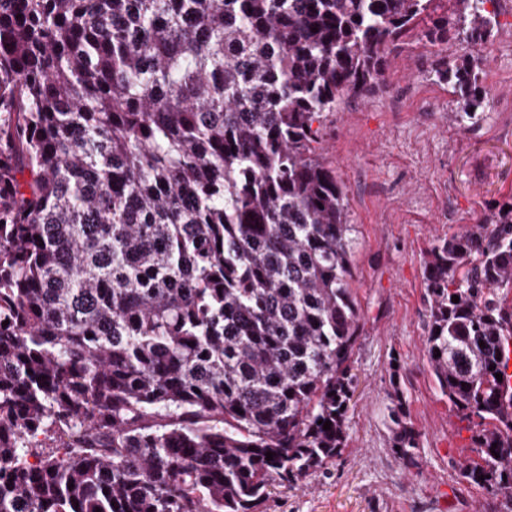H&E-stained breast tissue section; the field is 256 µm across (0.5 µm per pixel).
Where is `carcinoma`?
Returning <instances> with one entry per match:
<instances>
[{
	"mask_svg": "<svg viewBox=\"0 0 512 512\" xmlns=\"http://www.w3.org/2000/svg\"><path fill=\"white\" fill-rule=\"evenodd\" d=\"M498 16L0 0V512H259L341 455L360 315L324 119L421 21L468 49ZM433 72L475 119L479 61ZM425 282L433 375L475 427L460 476L512 512V204L433 244ZM389 418L416 465L403 402Z\"/></svg>",
	"mask_w": 512,
	"mask_h": 512,
	"instance_id": "1",
	"label": "carcinoma"
}]
</instances>
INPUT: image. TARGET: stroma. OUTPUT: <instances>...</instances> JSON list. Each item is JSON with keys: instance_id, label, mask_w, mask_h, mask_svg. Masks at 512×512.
Masks as SVG:
<instances>
[{"instance_id": "1", "label": "stroma", "mask_w": 512, "mask_h": 512, "mask_svg": "<svg viewBox=\"0 0 512 512\" xmlns=\"http://www.w3.org/2000/svg\"><path fill=\"white\" fill-rule=\"evenodd\" d=\"M474 48L488 103L475 124L456 119L457 97L435 80L440 47L405 38L385 80L346 95L325 120L322 154L347 192L357 247L352 294L362 314L347 445L324 469L276 488L262 512H483L488 492L461 482L473 428L451 409L431 372L424 266L440 238L474 228L512 203V0ZM420 433L417 466L391 449L393 400Z\"/></svg>"}]
</instances>
